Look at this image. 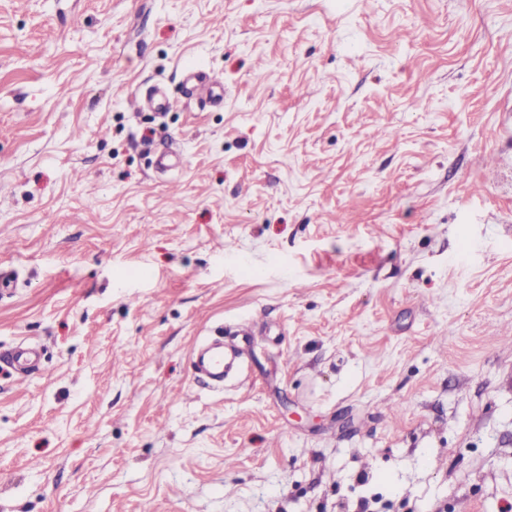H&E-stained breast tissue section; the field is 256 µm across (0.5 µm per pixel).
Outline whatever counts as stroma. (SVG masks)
<instances>
[{"instance_id":"35a3bbf8","label":"stroma","mask_w":512,"mask_h":512,"mask_svg":"<svg viewBox=\"0 0 512 512\" xmlns=\"http://www.w3.org/2000/svg\"><path fill=\"white\" fill-rule=\"evenodd\" d=\"M508 31L512 0H0V512L512 503ZM244 322L242 372L194 377ZM190 80L193 94L214 102L223 100L224 86L218 79L211 77L203 71H197L191 73Z\"/></svg>"}]
</instances>
